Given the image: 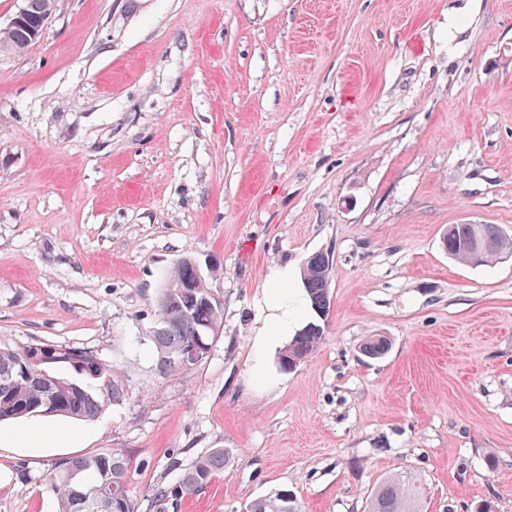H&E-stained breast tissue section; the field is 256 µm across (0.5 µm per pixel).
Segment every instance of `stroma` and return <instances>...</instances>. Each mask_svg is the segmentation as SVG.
<instances>
[{
  "label": "stroma",
  "mask_w": 512,
  "mask_h": 512,
  "mask_svg": "<svg viewBox=\"0 0 512 512\" xmlns=\"http://www.w3.org/2000/svg\"><path fill=\"white\" fill-rule=\"evenodd\" d=\"M461 223L512 238V0H56L0 52V340L93 350L126 391L45 419L65 442L0 447V512H57L52 465L112 450L161 512L213 448L223 472L163 512L281 489L368 512L398 473L420 512H512V259L448 256ZM318 251L325 338L285 370L265 284L288 264L302 290ZM184 258L220 268L224 316L165 378L151 331Z\"/></svg>",
  "instance_id": "1"
}]
</instances>
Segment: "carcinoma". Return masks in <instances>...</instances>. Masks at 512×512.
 Listing matches in <instances>:
<instances>
[{
  "label": "carcinoma",
  "instance_id": "cac0c4a2",
  "mask_svg": "<svg viewBox=\"0 0 512 512\" xmlns=\"http://www.w3.org/2000/svg\"><path fill=\"white\" fill-rule=\"evenodd\" d=\"M26 21L0 33V52H22L34 42L32 32L47 12L52 0H27ZM490 241L497 251H489L481 263L496 259V252H511L512 239L495 224H450L444 245L448 255L474 263L469 243L473 239ZM303 287L315 313L322 317L330 308V277L307 266ZM157 325L152 341L157 352V367L165 376L185 374L193 365L179 360L181 351L199 343L208 344L219 330L224 300L213 297L207 277L193 263L183 262L170 271L157 300ZM324 339L321 325L310 322L281 350L279 364L287 367L311 356ZM50 350L55 361L47 368L33 363L34 355ZM46 373H41V370ZM120 375L97 355L84 347L34 341L12 347L0 342V422L29 415L95 418L103 404L124 397ZM225 453L213 448L193 459L178 483L161 487L157 501L177 502L208 485L224 470ZM130 461L115 451L83 455L62 460L47 475V484L56 496L58 512H136L128 483ZM419 487L409 476L382 483L371 500L370 512H419ZM246 512H296L293 497L278 490L251 500Z\"/></svg>",
  "mask_w": 512,
  "mask_h": 512
}]
</instances>
